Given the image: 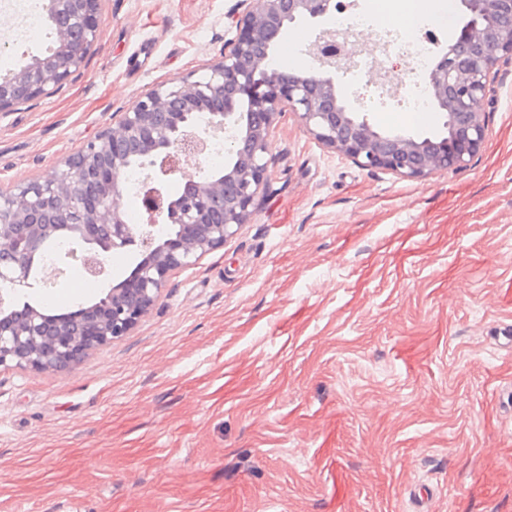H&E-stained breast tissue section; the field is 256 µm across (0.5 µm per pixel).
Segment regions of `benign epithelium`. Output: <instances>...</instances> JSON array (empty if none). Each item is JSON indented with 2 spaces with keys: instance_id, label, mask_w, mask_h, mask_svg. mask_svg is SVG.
I'll return each instance as SVG.
<instances>
[{
  "instance_id": "obj_1",
  "label": "benign epithelium",
  "mask_w": 512,
  "mask_h": 512,
  "mask_svg": "<svg viewBox=\"0 0 512 512\" xmlns=\"http://www.w3.org/2000/svg\"><path fill=\"white\" fill-rule=\"evenodd\" d=\"M468 20L423 84L443 112L448 135L419 139L376 130L347 102L337 74L363 52L360 42L322 28L305 54L308 70L271 65V51L290 24L324 18L331 0H241L236 37L207 65L200 79L161 83L121 115L118 129L101 131L68 156L45 180L0 192V367L67 372L93 351L126 335L157 300L177 271L219 247L246 224L268 179L270 130L288 108L315 139L367 169L420 179L461 170L480 151L487 128L481 109L499 66L512 63V0H462ZM53 46L0 76V112L61 86L85 63L102 25L100 0H48ZM224 138L228 161L200 177L202 160ZM179 173L172 199L146 174L140 193L146 220L129 224L122 201L133 165ZM176 228L156 243L155 228ZM63 235L81 249V268L95 280L111 276L107 254L139 249L134 275L98 302L53 318L21 301L31 287L32 261L44 242ZM64 274L53 263L41 269L49 288Z\"/></svg>"
}]
</instances>
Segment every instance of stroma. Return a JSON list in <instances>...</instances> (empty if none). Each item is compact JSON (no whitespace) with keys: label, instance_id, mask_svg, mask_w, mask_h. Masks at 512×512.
<instances>
[{"label":"stroma","instance_id":"stroma-1","mask_svg":"<svg viewBox=\"0 0 512 512\" xmlns=\"http://www.w3.org/2000/svg\"><path fill=\"white\" fill-rule=\"evenodd\" d=\"M239 0H101L84 65L0 112V189L60 162L156 85L203 76ZM386 99L371 124L446 136ZM459 171L408 179L292 114L249 223L175 273L71 372L0 368V512H512V65ZM28 302L74 311L80 263Z\"/></svg>","mask_w":512,"mask_h":512}]
</instances>
